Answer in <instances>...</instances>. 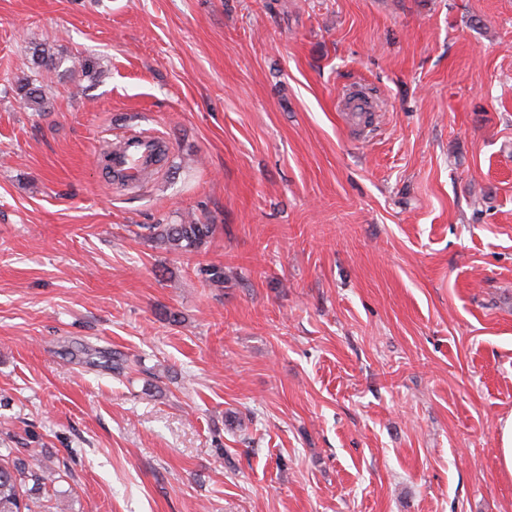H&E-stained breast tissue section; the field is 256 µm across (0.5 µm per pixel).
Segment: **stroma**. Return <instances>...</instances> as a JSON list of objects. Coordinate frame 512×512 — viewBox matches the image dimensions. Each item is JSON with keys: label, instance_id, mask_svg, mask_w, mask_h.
Segmentation results:
<instances>
[{"label": "stroma", "instance_id": "35a3bbf8", "mask_svg": "<svg viewBox=\"0 0 512 512\" xmlns=\"http://www.w3.org/2000/svg\"><path fill=\"white\" fill-rule=\"evenodd\" d=\"M130 130L170 143L135 189L94 162ZM511 416L512 0H0V448L62 472L39 512H512ZM52 46L43 44L35 47L32 52L34 68L30 75L22 77L17 82L18 94L30 106L39 112H46L44 99L41 94L42 82L50 75L57 72L61 65V57H58L52 50ZM149 229H153L156 237L164 241L170 251L181 254L198 252L215 231L214 225L193 221L188 224H153Z\"/></svg>", "mask_w": 512, "mask_h": 512}]
</instances>
